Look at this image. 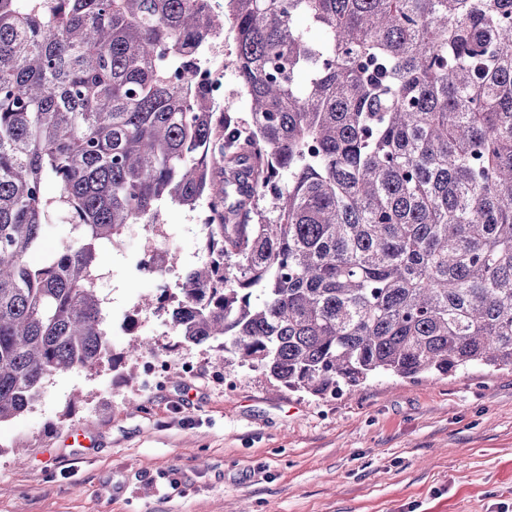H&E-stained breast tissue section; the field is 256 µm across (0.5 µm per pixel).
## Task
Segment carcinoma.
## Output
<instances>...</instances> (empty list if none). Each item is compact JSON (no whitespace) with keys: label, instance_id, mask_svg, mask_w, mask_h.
<instances>
[{"label":"carcinoma","instance_id":"carcinoma-1","mask_svg":"<svg viewBox=\"0 0 512 512\" xmlns=\"http://www.w3.org/2000/svg\"><path fill=\"white\" fill-rule=\"evenodd\" d=\"M223 5L0 0V423L109 358L98 254L165 203L208 260L155 308L226 363L314 396L512 368V0ZM224 14L246 122L198 80Z\"/></svg>","mask_w":512,"mask_h":512}]
</instances>
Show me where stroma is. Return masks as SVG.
Here are the masks:
<instances>
[{
  "instance_id": "obj_1",
  "label": "stroma",
  "mask_w": 512,
  "mask_h": 512,
  "mask_svg": "<svg viewBox=\"0 0 512 512\" xmlns=\"http://www.w3.org/2000/svg\"><path fill=\"white\" fill-rule=\"evenodd\" d=\"M233 53L228 31L208 59L225 111L244 117ZM162 214L156 234L137 224L103 250L98 272L113 353L135 319L169 376L146 391L124 364L56 375L0 424V512H512V369L381 377L318 398L225 368L223 351L181 342L139 304L161 281L136 266L146 243L176 251L183 270L207 258L192 212ZM78 430L90 447L68 445ZM19 438L31 441L20 458Z\"/></svg>"
}]
</instances>
